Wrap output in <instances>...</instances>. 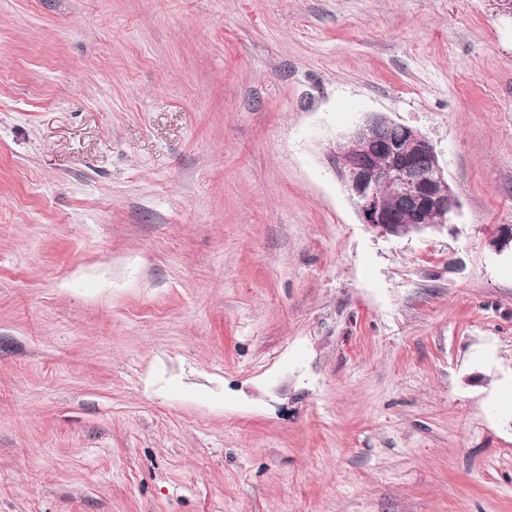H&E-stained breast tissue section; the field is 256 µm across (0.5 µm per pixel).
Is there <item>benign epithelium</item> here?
I'll return each mask as SVG.
<instances>
[{
  "label": "benign epithelium",
  "instance_id": "obj_1",
  "mask_svg": "<svg viewBox=\"0 0 512 512\" xmlns=\"http://www.w3.org/2000/svg\"><path fill=\"white\" fill-rule=\"evenodd\" d=\"M395 129L403 131L401 138L392 137ZM330 164L361 223L380 235L443 227L457 207L432 141L384 112L367 113L336 143Z\"/></svg>",
  "mask_w": 512,
  "mask_h": 512
}]
</instances>
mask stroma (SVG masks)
Listing matches in <instances>:
<instances>
[{"label":"stroma","instance_id":"1","mask_svg":"<svg viewBox=\"0 0 512 512\" xmlns=\"http://www.w3.org/2000/svg\"><path fill=\"white\" fill-rule=\"evenodd\" d=\"M368 112L459 208L361 224ZM499 0H0V512H512Z\"/></svg>","mask_w":512,"mask_h":512}]
</instances>
